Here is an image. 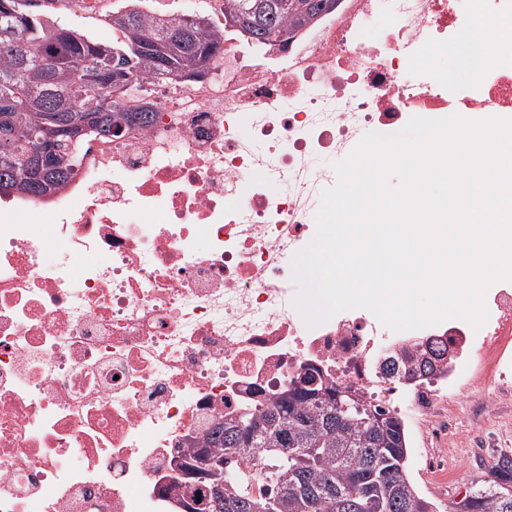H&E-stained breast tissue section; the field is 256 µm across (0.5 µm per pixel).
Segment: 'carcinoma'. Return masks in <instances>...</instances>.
Masks as SVG:
<instances>
[{"label":"carcinoma","mask_w":512,"mask_h":512,"mask_svg":"<svg viewBox=\"0 0 512 512\" xmlns=\"http://www.w3.org/2000/svg\"><path fill=\"white\" fill-rule=\"evenodd\" d=\"M35 0H0V182L14 193L43 197L65 186L89 138L125 126L148 127L153 109L112 99V80L170 87V78L220 56L224 30L256 45L293 37L336 0H224L223 19L207 12H156L149 0H122L110 14L112 42L100 43L64 16L44 19ZM107 69L104 84L89 73ZM89 120L78 136L71 124ZM288 449V453L281 449ZM411 451L400 417L325 386L310 374L252 413L214 425L204 446L173 460L171 488L192 512H434L410 474ZM237 477L217 501L213 470ZM204 494H198V487ZM469 512H512V456H499L486 480L464 498Z\"/></svg>","instance_id":"1"}]
</instances>
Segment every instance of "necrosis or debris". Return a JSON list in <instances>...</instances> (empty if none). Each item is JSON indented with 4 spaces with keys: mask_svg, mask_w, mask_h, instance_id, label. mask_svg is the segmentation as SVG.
<instances>
[{
    "mask_svg": "<svg viewBox=\"0 0 512 512\" xmlns=\"http://www.w3.org/2000/svg\"><path fill=\"white\" fill-rule=\"evenodd\" d=\"M482 2L338 0L260 62L225 36L206 79L138 91L151 126L87 140L53 194L0 198V512H180L178 449L307 371L421 430L418 464L453 484L449 404L512 402V281L477 330L394 332L366 309L311 326L289 259L336 182L319 154L416 116L512 117V37L479 65L458 40L512 22V0ZM434 55L451 69L404 81Z\"/></svg>",
    "mask_w": 512,
    "mask_h": 512,
    "instance_id": "necrosis-or-debris-1",
    "label": "necrosis or debris"
}]
</instances>
